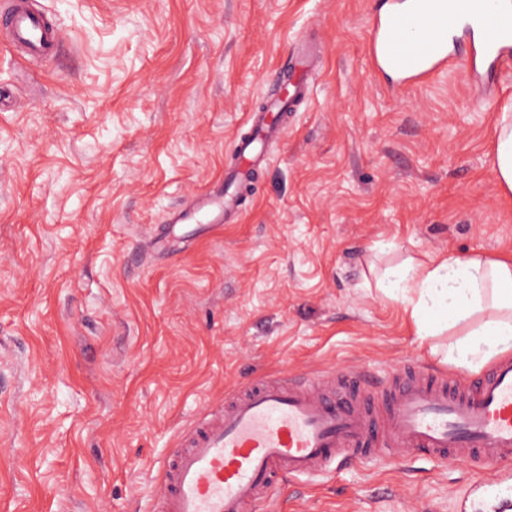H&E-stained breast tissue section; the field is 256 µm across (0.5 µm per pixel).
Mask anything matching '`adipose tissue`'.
Listing matches in <instances>:
<instances>
[{"instance_id": "obj_1", "label": "adipose tissue", "mask_w": 512, "mask_h": 512, "mask_svg": "<svg viewBox=\"0 0 512 512\" xmlns=\"http://www.w3.org/2000/svg\"><path fill=\"white\" fill-rule=\"evenodd\" d=\"M378 291L401 298L420 338L457 334L447 358L476 370L512 350V262L481 256L407 259L377 278Z\"/></svg>"}]
</instances>
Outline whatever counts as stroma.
Listing matches in <instances>:
<instances>
[{"label": "stroma", "mask_w": 512, "mask_h": 512, "mask_svg": "<svg viewBox=\"0 0 512 512\" xmlns=\"http://www.w3.org/2000/svg\"><path fill=\"white\" fill-rule=\"evenodd\" d=\"M384 0H36L39 66L0 37V512H155L179 434L252 380L422 364L404 260L512 259L493 167L512 68L462 59L391 89L366 41ZM306 52L305 101L219 229L174 224ZM487 471L426 455L278 482L253 512H491Z\"/></svg>", "instance_id": "obj_1"}]
</instances>
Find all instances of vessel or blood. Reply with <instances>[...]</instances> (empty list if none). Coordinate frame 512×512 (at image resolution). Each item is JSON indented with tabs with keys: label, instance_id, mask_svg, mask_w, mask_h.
<instances>
[{
	"label": "vessel or blood",
	"instance_id": "b4317fda",
	"mask_svg": "<svg viewBox=\"0 0 512 512\" xmlns=\"http://www.w3.org/2000/svg\"><path fill=\"white\" fill-rule=\"evenodd\" d=\"M0 34L33 62L52 57L63 41L60 21L32 12L25 0ZM367 52L402 84L427 79L455 56L465 57L473 78H490L512 62V0H390L371 23ZM273 131L261 118L238 141L247 166ZM237 207L234 192H206L178 218L217 227ZM382 454L462 459L502 472L512 463V355L473 379L411 366L388 380L336 373L318 382L253 381L197 419L166 459L158 512H249L281 479Z\"/></svg>",
	"mask_w": 512,
	"mask_h": 512
}]
</instances>
